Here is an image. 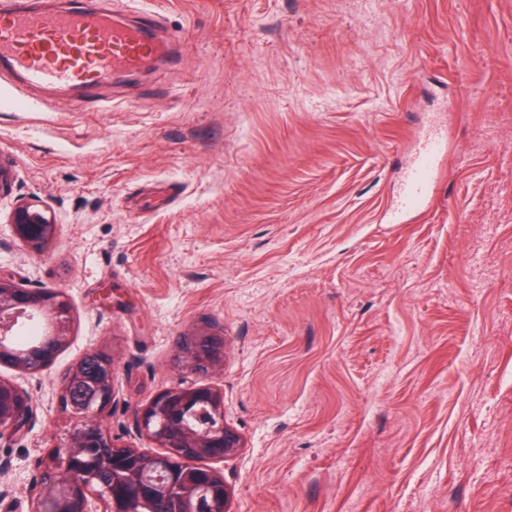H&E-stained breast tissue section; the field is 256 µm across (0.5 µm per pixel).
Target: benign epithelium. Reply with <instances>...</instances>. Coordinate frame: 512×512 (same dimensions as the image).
Here are the masks:
<instances>
[{"instance_id":"benign-epithelium-1","label":"benign epithelium","mask_w":512,"mask_h":512,"mask_svg":"<svg viewBox=\"0 0 512 512\" xmlns=\"http://www.w3.org/2000/svg\"><path fill=\"white\" fill-rule=\"evenodd\" d=\"M14 235L36 251L55 236L52 213L21 202L11 215ZM40 316L51 330L25 350L12 344L20 323ZM69 302L53 288H26L0 277V367L28 374L50 368L69 342ZM224 333L209 327L183 336L174 368L180 378L134 413L148 454L119 443L102 424L113 405V357L92 351L66 369L58 399L72 425L66 440L39 461L32 512H229L230 492L218 465L236 456L243 437L224 418ZM34 406L28 392L0 376V439L28 432Z\"/></svg>"}]
</instances>
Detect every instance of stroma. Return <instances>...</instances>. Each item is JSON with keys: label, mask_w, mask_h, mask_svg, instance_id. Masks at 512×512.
Listing matches in <instances>:
<instances>
[{"label": "stroma", "mask_w": 512, "mask_h": 512, "mask_svg": "<svg viewBox=\"0 0 512 512\" xmlns=\"http://www.w3.org/2000/svg\"><path fill=\"white\" fill-rule=\"evenodd\" d=\"M166 55L94 100L0 73V275L63 291L71 336L31 431L0 440V512H30L70 427L60 374L112 355L120 443L223 332L245 446L230 512H512V0H110ZM448 154L392 218L430 126ZM57 220L39 252L18 202Z\"/></svg>", "instance_id": "obj_1"}]
</instances>
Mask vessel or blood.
<instances>
[{"label": "vessel or blood", "instance_id": "obj_1", "mask_svg": "<svg viewBox=\"0 0 512 512\" xmlns=\"http://www.w3.org/2000/svg\"><path fill=\"white\" fill-rule=\"evenodd\" d=\"M148 20L116 18L100 0H0V69L28 85L90 94L117 73L159 55ZM448 151L442 131L428 134L404 177L399 210L421 207L432 192Z\"/></svg>", "mask_w": 512, "mask_h": 512}]
</instances>
